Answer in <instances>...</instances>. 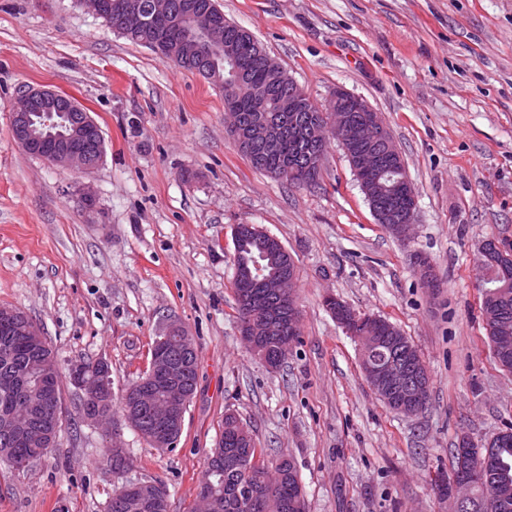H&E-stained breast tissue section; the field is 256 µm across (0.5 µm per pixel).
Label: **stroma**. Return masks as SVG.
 <instances>
[{"instance_id": "35a3bbf8", "label": "stroma", "mask_w": 512, "mask_h": 512, "mask_svg": "<svg viewBox=\"0 0 512 512\" xmlns=\"http://www.w3.org/2000/svg\"><path fill=\"white\" fill-rule=\"evenodd\" d=\"M218 2L314 104L340 88L380 114L415 191L411 238L376 223L337 141L316 185H289L238 150L209 80L114 34L79 0H0V307L25 311L61 368L107 359L116 396L167 321L198 356L167 452L122 417L85 421L81 392L62 379L58 441L27 470L0 463V512H105L113 488L137 480L161 482L169 512H193L229 412L268 459L294 458L307 512H448L437 485L451 448L512 424V374L486 339L477 275L484 242L512 246V0ZM24 87L92 113L105 138L93 173L14 142ZM237 224L276 236L296 266L301 341L275 370L235 317ZM328 293L410 338L430 373L424 413L375 394L322 305ZM114 444L132 460L121 471L102 453Z\"/></svg>"}]
</instances>
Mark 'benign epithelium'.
<instances>
[{
	"label": "benign epithelium",
	"mask_w": 512,
	"mask_h": 512,
	"mask_svg": "<svg viewBox=\"0 0 512 512\" xmlns=\"http://www.w3.org/2000/svg\"><path fill=\"white\" fill-rule=\"evenodd\" d=\"M85 6L97 17L102 15L106 7L121 13V21L125 27L135 28L142 23L140 5L133 0H111L109 3L105 0H85ZM152 10L154 15L165 19L170 34L181 31L190 21L211 36L216 33L215 25L202 15L199 5L192 0H179L177 3L174 0H154ZM233 107V97L230 96L224 107V111L230 116L227 120V132L238 150L249 151L260 144L268 147L275 145L281 135V127L263 121L245 128L231 112ZM328 111L336 112L331 121L316 120L301 126V131L308 140L320 144L328 139H335L347 154L353 145L363 144V151L352 158L356 170L367 168L385 171L391 163L405 167L403 156L394 149L392 137L380 118H374L371 124L362 129H353L342 108L330 106ZM11 131L19 147L52 166L89 174L103 161L104 137L98 122L73 98L52 90L29 88L23 91L12 105ZM362 190L372 207L376 223L390 225V230L397 236L409 235L412 225L415 224V212H410L409 216L401 221L396 213L375 208V185H364ZM294 284L295 274L288 271L269 281L272 295L281 297L286 294L291 300L287 322L291 326L298 324ZM368 320L377 321L379 317L361 314L348 308L346 313L336 318L346 333L358 342L363 373L375 393L385 402L397 400L401 404H407L408 410L405 414H417L418 401L429 388V381L415 374V370L424 367L421 355H416L413 361L402 355H390L378 362L369 360L370 352L384 346V343L380 337L371 336L361 329L362 323ZM284 323L280 316L273 312L260 332L251 329L247 323L240 324L241 335L254 351L263 354L261 361L264 362L266 345L282 344ZM175 334L180 336L178 353L151 358L148 369L143 372L144 384L156 377L167 381L163 401L152 416V443L157 448H171L176 445L184 425L183 410L193 394L190 386L181 379V373L187 359L195 355L194 347L184 326L176 321L167 322L164 336ZM95 363L97 373L89 377L77 376L72 380L74 387L84 394L86 400H104L112 392L108 361L98 358ZM57 399L56 385L52 375L47 373L39 385L38 396L24 400V415L19 416L12 412L0 418V436L3 437V442L34 439L48 448L52 447L59 424ZM497 444L498 440L491 439L485 444L484 452L475 456L469 455L467 448L460 449V480L454 484L448 495L452 512H468L474 499L473 489L476 487L477 478L486 477L488 464L499 461ZM147 500L152 501L155 508L163 510L167 503V495L161 487L152 484L142 491L139 498L125 503V507L129 508V512H140Z\"/></svg>",
	"instance_id": "benign-epithelium-1"
}]
</instances>
